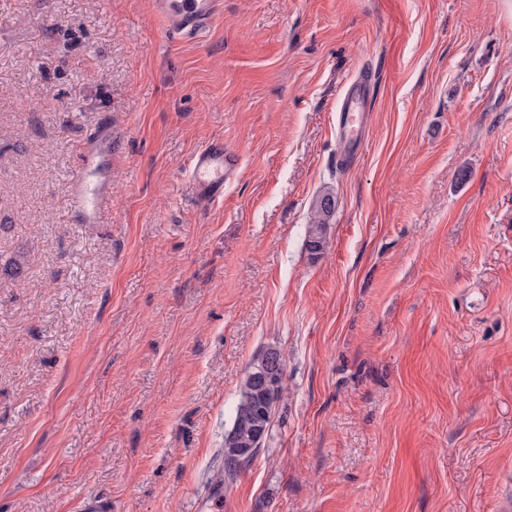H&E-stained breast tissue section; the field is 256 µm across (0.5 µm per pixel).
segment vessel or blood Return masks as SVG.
Here are the masks:
<instances>
[{
  "label": "vessel or blood",
  "mask_w": 512,
  "mask_h": 512,
  "mask_svg": "<svg viewBox=\"0 0 512 512\" xmlns=\"http://www.w3.org/2000/svg\"><path fill=\"white\" fill-rule=\"evenodd\" d=\"M154 11L164 36L194 39L220 19L223 0H153ZM364 89L350 88L339 118V156L348 158L361 147L364 133ZM239 166L235 152L225 150L215 139L198 149L190 161V189L204 203L222 199L224 187ZM70 196L72 218L79 226L103 223L112 206V121L100 116L93 131L83 140L75 167Z\"/></svg>",
  "instance_id": "1"
}]
</instances>
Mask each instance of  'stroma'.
<instances>
[{"label":"stroma","instance_id":"35a3bbf8","mask_svg":"<svg viewBox=\"0 0 512 512\" xmlns=\"http://www.w3.org/2000/svg\"><path fill=\"white\" fill-rule=\"evenodd\" d=\"M217 137L239 169L203 205ZM270 349L285 396L221 512H512V0H224L193 41L151 0H0V512H196ZM364 88L355 86L345 93V104L340 113L339 156L349 158L356 154L362 143L364 133ZM70 196L73 224L104 223L112 206V120L107 115L100 114L93 131L83 139ZM239 166V156L224 150V141L214 139L198 149L190 161L192 195L204 203L224 197V186ZM332 200H334V196L329 192H325L318 195L313 202L312 219L310 224H307L304 239L305 247L309 254L311 253L310 245L317 244L319 247V251L312 256L321 255L326 249L327 242L324 231L335 210V207L329 204V201Z\"/></svg>","mask_w":512,"mask_h":512}]
</instances>
